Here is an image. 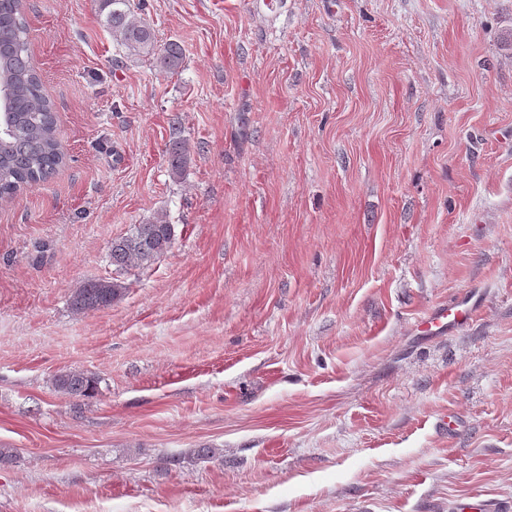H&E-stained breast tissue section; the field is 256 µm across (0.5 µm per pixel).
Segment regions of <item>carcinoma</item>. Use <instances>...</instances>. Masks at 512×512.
Returning a JSON list of instances; mask_svg holds the SVG:
<instances>
[{"mask_svg":"<svg viewBox=\"0 0 512 512\" xmlns=\"http://www.w3.org/2000/svg\"><path fill=\"white\" fill-rule=\"evenodd\" d=\"M106 24L129 54L151 57L163 71L180 68L182 50L175 43L158 45L151 27L132 9L130 0H101ZM8 97L0 104V199L14 195L22 186L47 179L65 162L57 137L53 104L44 92L33 63L27 37L24 6L20 0H0V85ZM187 161L186 148L174 141L169 148V170L178 177ZM175 227L159 214L145 224L112 239L109 257L119 271L150 265L170 247ZM126 290L119 279L88 280L70 296L71 308L83 313L104 309ZM95 377L84 372H62L54 377L55 388L71 396L88 397L96 389Z\"/></svg>","mask_w":512,"mask_h":512,"instance_id":"obj_1","label":"carcinoma"}]
</instances>
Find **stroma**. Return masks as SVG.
<instances>
[{
    "label": "stroma",
    "instance_id": "35a3bbf8",
    "mask_svg": "<svg viewBox=\"0 0 512 512\" xmlns=\"http://www.w3.org/2000/svg\"><path fill=\"white\" fill-rule=\"evenodd\" d=\"M130 2L176 72L100 0H28L66 163L0 200V512L512 503V0ZM108 9L106 24L129 54L150 56L162 71L180 68L182 50L175 43L157 46L151 27L132 9L129 0H101V10ZM175 237L174 224L158 214L145 224H136L128 233L112 239L109 257L119 271L144 268L170 247ZM125 290L124 282L119 279L88 280L73 291L70 305L78 313L104 309L120 299ZM471 319L470 308L460 309L459 304L451 303L436 311L427 324L430 328L436 327L437 329H441L446 325L458 328L466 326ZM96 385L95 377L84 372L68 371L54 377L55 388L71 396L88 397L94 393Z\"/></svg>",
    "mask_w": 512,
    "mask_h": 512
}]
</instances>
